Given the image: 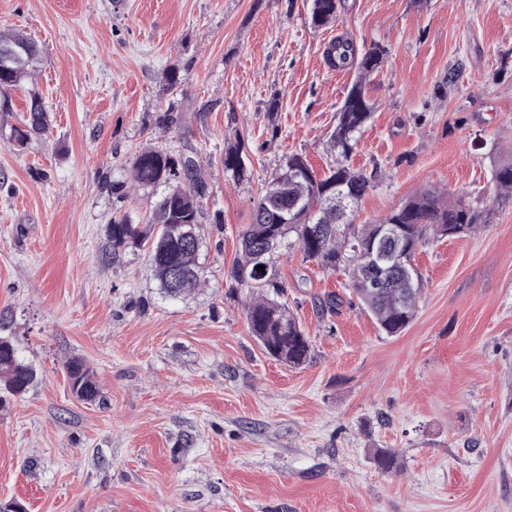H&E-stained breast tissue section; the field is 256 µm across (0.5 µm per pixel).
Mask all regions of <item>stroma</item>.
<instances>
[{
    "mask_svg": "<svg viewBox=\"0 0 512 512\" xmlns=\"http://www.w3.org/2000/svg\"><path fill=\"white\" fill-rule=\"evenodd\" d=\"M0 0V30L42 53L51 117L24 147L0 113V336L37 373L0 395V503L28 512H512V208L478 234L430 240L414 264L413 323L384 335L343 271L283 251L288 306L311 341L292 368L250 335L231 291L238 235L282 158L326 170L327 138L356 80L326 58L336 38L384 49L364 82L370 123L348 159L374 175L357 223L426 187L492 198L512 150V0ZM458 69L456 82L448 73ZM179 82L169 85V72ZM278 99L276 114L267 104ZM173 112L176 124L159 118ZM244 141L250 177L224 149ZM148 148L193 157L206 284L165 297L145 249L113 257L108 226L145 224L133 190ZM93 370L77 400L65 371ZM395 451L385 471L377 449ZM341 7V0H313L310 15L311 24L315 27H323L336 19ZM224 171L230 173L235 182L249 178V171L243 156L241 143L228 145L224 149ZM66 369L71 392L82 401L96 400L99 396V386L85 363L78 358H72L67 361ZM73 377L74 384L71 382Z\"/></svg>",
    "mask_w": 512,
    "mask_h": 512,
    "instance_id": "obj_1",
    "label": "stroma"
}]
</instances>
